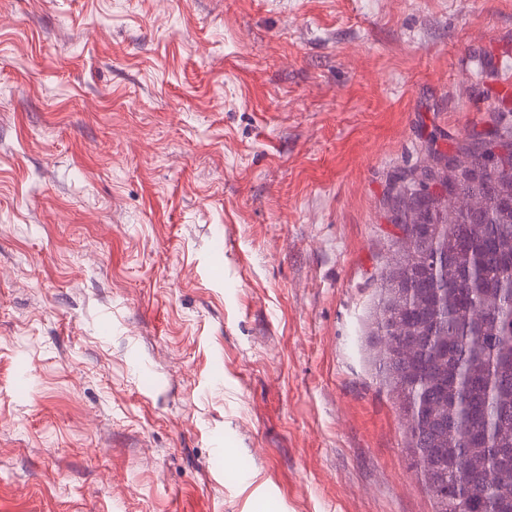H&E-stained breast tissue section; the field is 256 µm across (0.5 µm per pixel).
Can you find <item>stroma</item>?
I'll use <instances>...</instances> for the list:
<instances>
[{
  "mask_svg": "<svg viewBox=\"0 0 512 512\" xmlns=\"http://www.w3.org/2000/svg\"><path fill=\"white\" fill-rule=\"evenodd\" d=\"M511 127L512 0H0V512H435L385 195Z\"/></svg>",
  "mask_w": 512,
  "mask_h": 512,
  "instance_id": "35a3bbf8",
  "label": "stroma"
}]
</instances>
